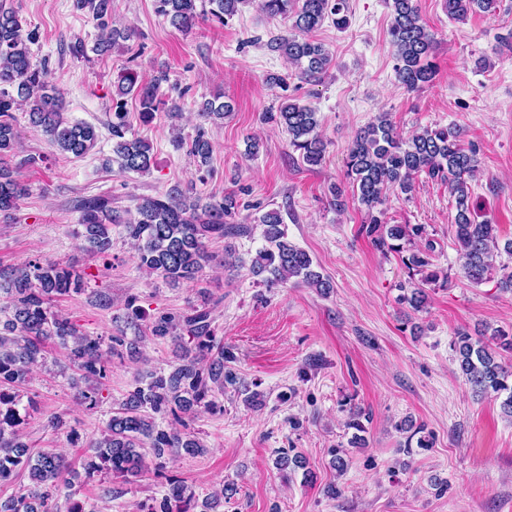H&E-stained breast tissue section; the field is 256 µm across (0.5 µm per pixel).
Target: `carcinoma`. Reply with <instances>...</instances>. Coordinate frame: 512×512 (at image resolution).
I'll return each mask as SVG.
<instances>
[{"instance_id": "cac0c4a2", "label": "carcinoma", "mask_w": 512, "mask_h": 512, "mask_svg": "<svg viewBox=\"0 0 512 512\" xmlns=\"http://www.w3.org/2000/svg\"><path fill=\"white\" fill-rule=\"evenodd\" d=\"M156 10L176 29H188L201 16L197 0H155ZM246 0H209L210 14L227 22ZM391 21L388 29L394 52L396 80L404 88L415 90L433 79L432 61L436 41L422 22L416 0H388ZM448 17L461 20L473 12L496 11L497 0H444ZM76 8L92 15L99 29L95 50L104 52L129 34L112 27V0H76ZM263 9L271 16L292 20L295 35L277 34L267 47L296 64L299 78L318 80L331 67L332 56L324 44L310 34L329 18L339 30L349 26V0H264ZM36 34L24 29V22L12 7L0 4V213L17 209L26 193L25 186L13 175L7 158L18 139L15 112L25 108L29 123L42 130L51 146L60 154L82 157L97 144L95 127L71 122L64 116L65 105L49 84L46 64L35 59L31 44ZM119 98L112 112V154L122 170L147 174L153 165L152 146L129 134L124 97L139 99L143 122L153 120L160 100L162 78L145 82L139 73L127 68L120 76ZM232 105L206 101L200 108L205 119H224ZM265 121L284 128L289 145L299 152L304 163H321L326 144L318 133L315 108L288 96ZM454 128H424L408 140L396 137L386 113L360 130L347 147L346 179L353 197L369 216L360 232L382 251L400 253L401 241L423 237L422 224H387L374 214L389 190L409 194L414 180L424 174L448 183L455 200V236L465 277L473 284L488 278L494 252L512 256V240L499 245L497 225L478 220L471 203L469 180L477 170L475 151L459 144ZM212 145L200 131L188 144V153L202 166L212 157ZM81 214L84 248L98 255L112 248V225L123 226L125 237L136 249L137 265L168 284L193 283L214 260L208 244L214 239L237 234L242 224H232L238 209L236 199L228 195L204 202L174 188L157 196L136 198L135 210L112 206V196L98 195L75 201ZM265 246L258 250L251 265L254 276L269 287L290 280L322 295L332 284L313 267V260L287 237L286 225L277 210L259 217ZM411 270L424 273L421 282L438 279L428 270L431 255L417 250L403 260ZM82 275L71 265L51 260H29L0 271V298L5 305L0 313V486L28 478L22 492L0 501V512H58L59 491L71 485V470L66 457L54 448L37 452L23 440L31 413L38 411L33 397H24L34 368L51 365L59 375L74 368L67 378L76 389V399L93 410L103 402V380L112 361L137 354L136 344H125L124 336L108 338L92 335L57 310L55 302L85 292ZM150 336L169 339L174 345L169 370L150 372L136 381L132 390L105 424L99 437L84 440L72 428L66 439L75 448L86 449L82 468L86 477L107 472L120 484H128L153 465L162 473L167 460L186 453L203 455L207 448L187 433L188 418L196 411L221 408L217 395L224 384H237L236 375L227 366L233 353L224 348L213 326L212 311L206 305L192 306L179 313H161L146 325ZM64 349V361L49 357L47 345ZM453 347L458 365L477 395L490 391L506 393L503 413L512 418V385L508 374L496 359L488 343L475 340L465 331L457 332ZM27 404H22V399ZM195 493L184 481L166 478V490L151 502H140L137 512H191Z\"/></svg>"}]
</instances>
